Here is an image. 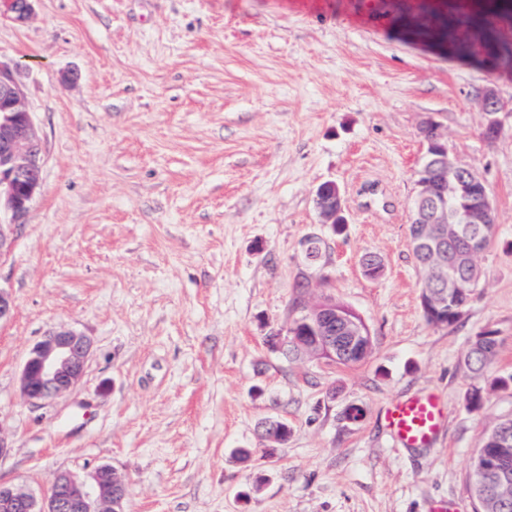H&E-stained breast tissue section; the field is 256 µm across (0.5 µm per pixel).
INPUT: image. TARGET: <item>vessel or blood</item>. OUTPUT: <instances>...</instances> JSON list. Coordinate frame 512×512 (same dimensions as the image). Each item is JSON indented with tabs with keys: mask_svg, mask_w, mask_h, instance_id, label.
Masks as SVG:
<instances>
[{
	"mask_svg": "<svg viewBox=\"0 0 512 512\" xmlns=\"http://www.w3.org/2000/svg\"><path fill=\"white\" fill-rule=\"evenodd\" d=\"M447 419L442 397L433 391L399 398L385 408L383 426L400 448L431 447L441 435Z\"/></svg>",
	"mask_w": 512,
	"mask_h": 512,
	"instance_id": "obj_1",
	"label": "vessel or blood"
}]
</instances>
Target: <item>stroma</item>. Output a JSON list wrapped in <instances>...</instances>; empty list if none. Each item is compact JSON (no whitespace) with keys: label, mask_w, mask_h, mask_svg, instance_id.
<instances>
[{"label":"stroma","mask_w":512,"mask_h":512,"mask_svg":"<svg viewBox=\"0 0 512 512\" xmlns=\"http://www.w3.org/2000/svg\"><path fill=\"white\" fill-rule=\"evenodd\" d=\"M470 0H36L0 21V57L45 145L43 186L0 287V479L43 495L52 472L110 464L126 512H477L469 488L485 430L512 390L467 408L471 336L498 339L512 376V77L413 39ZM75 73L67 85L62 73ZM505 105L484 136L482 93ZM485 180L497 237L461 318L429 324L409 246L426 121ZM343 190L332 233L314 197ZM313 234L319 261L304 257ZM383 261L366 276L364 253ZM333 296L373 339L354 367L283 356L268 339L299 305ZM55 328L88 336L86 374L28 402L29 350ZM439 393L437 443L393 447L392 400ZM363 416L350 421V406ZM287 421L267 453L258 423Z\"/></svg>","instance_id":"1"}]
</instances>
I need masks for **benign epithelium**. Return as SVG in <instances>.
Listing matches in <instances>:
<instances>
[{"instance_id":"1","label":"benign epithelium","mask_w":512,"mask_h":512,"mask_svg":"<svg viewBox=\"0 0 512 512\" xmlns=\"http://www.w3.org/2000/svg\"><path fill=\"white\" fill-rule=\"evenodd\" d=\"M35 0H0V19L24 23L33 14ZM17 65L0 60V257L15 244V232L25 223L29 209L42 188L44 146L33 112L16 79ZM488 115L484 134H497L496 114L503 106L492 87L482 95ZM430 130L421 167L416 171V192L412 200L411 223L418 226L410 247L421 256H435L442 269L437 284L423 291L428 310L441 312L446 288L457 286V271L464 256L450 254V247L466 238H477L480 225L493 223L490 208L473 203L456 212L448 210V199L464 195L475 183L483 182L474 170L449 162L448 145L436 126ZM315 204L321 223L333 227L345 224L340 187L328 181L318 187ZM15 312L11 294L0 287V325ZM364 339V326L356 318L323 309L317 315L303 309L289 327L270 338L273 349L283 353H305L336 364V348L353 346ZM91 352L90 340L71 329L52 330L30 350L21 372V391L33 403L48 402L76 388L82 381ZM512 455L508 448L497 449L483 463V474L493 483L497 499L512 496V467L501 459ZM128 487L109 464L94 467L80 477L69 470L55 471L42 499L13 485L0 482V512H125Z\"/></svg>"}]
</instances>
